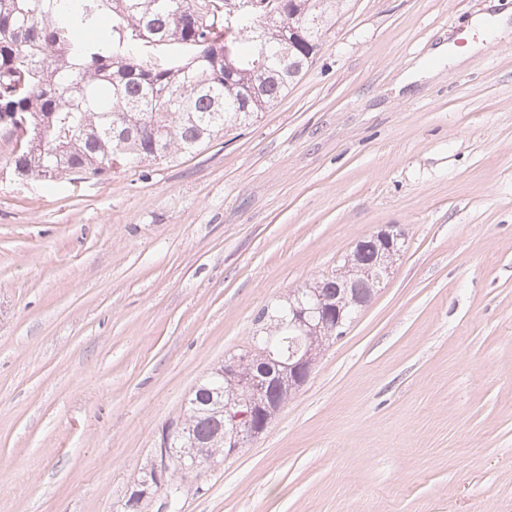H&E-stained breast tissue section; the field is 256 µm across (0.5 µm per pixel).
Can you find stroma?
<instances>
[{"label":"stroma","instance_id":"1","mask_svg":"<svg viewBox=\"0 0 512 512\" xmlns=\"http://www.w3.org/2000/svg\"><path fill=\"white\" fill-rule=\"evenodd\" d=\"M14 147L0 512H121L261 311L388 225L390 275L179 512H512V0H348L274 108L171 162L50 186Z\"/></svg>","mask_w":512,"mask_h":512}]
</instances>
